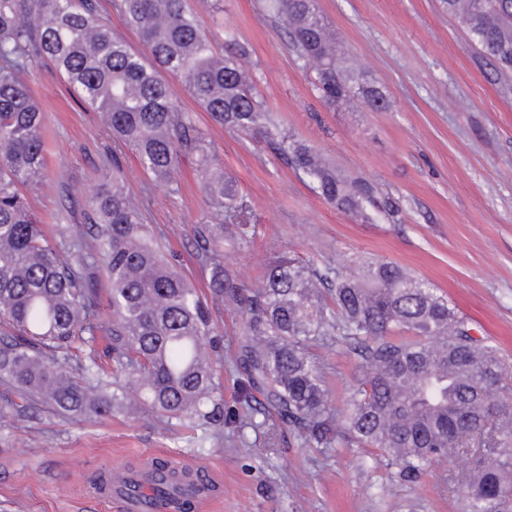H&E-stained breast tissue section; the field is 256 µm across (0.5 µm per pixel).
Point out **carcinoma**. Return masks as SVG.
Listing matches in <instances>:
<instances>
[{
	"label": "carcinoma",
	"instance_id": "1",
	"mask_svg": "<svg viewBox=\"0 0 512 512\" xmlns=\"http://www.w3.org/2000/svg\"><path fill=\"white\" fill-rule=\"evenodd\" d=\"M272 3L299 59L316 65L314 87L326 105L357 95L370 110L385 109L376 83L353 85L340 67L316 0ZM444 4L496 70L511 72L512 0ZM112 8L144 51L112 29L98 0H0V378L68 416L129 413L126 388L134 385L151 416L183 428L199 448L222 439L229 420L260 428L266 420L256 416L271 414L311 448L373 449L401 480L456 457L469 471L456 486L462 512H512V371L498 346L475 335L431 281L388 260L319 271L280 254L258 285L238 283L224 267V228L246 240L250 204L162 74L181 79L214 123L261 137L339 212L394 222L399 202L282 132L262 110L242 61L214 53L185 0H112ZM41 63L99 113L113 142L112 178L88 203L87 227L58 230L71 239L66 247L47 237L29 199L49 181L47 117L29 81ZM127 151L172 193L182 160L195 161L216 220L193 228L196 257L209 268L206 289L152 239L143 202L121 175ZM217 302L242 314L233 358L241 413L224 410L217 373L224 344L210 309ZM100 332L108 337L104 355L71 354L83 336ZM332 338L359 359L338 408L313 353ZM148 475L158 480L133 486L154 508L192 512L189 501L167 503L169 482L213 491L162 458Z\"/></svg>",
	"mask_w": 512,
	"mask_h": 512
}]
</instances>
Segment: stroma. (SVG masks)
I'll use <instances>...</instances> for the list:
<instances>
[{"instance_id": "1", "label": "stroma", "mask_w": 512, "mask_h": 512, "mask_svg": "<svg viewBox=\"0 0 512 512\" xmlns=\"http://www.w3.org/2000/svg\"><path fill=\"white\" fill-rule=\"evenodd\" d=\"M189 3L217 52L226 49L225 32L234 33L233 50L276 123L401 205L394 224L345 216L265 142L215 124L186 98L180 80L168 77L250 203L247 244L224 248L237 279L253 285L281 253L320 268L386 258L446 293L512 368V76H498L443 0H317L348 67L386 96L381 112L357 96L329 108L270 0ZM31 80L51 130L52 186L34 205L53 237L51 219L60 212L82 223L87 202L102 188L112 141L96 112L77 103L54 70L37 68ZM123 176L145 197L151 228L178 271L204 286L207 270L191 238L194 226L212 218L194 162L183 161L177 194L152 185L134 156H126ZM318 353L333 402L342 404L358 359L333 342ZM0 407L13 421L0 432V512H127L121 500L97 498L95 478L116 465L143 468L157 458L208 473L216 491L202 512H460L452 481L467 468L457 460H440L428 475L404 482L372 451L328 455L281 428L228 425L222 443L193 448L182 431L128 416L62 418L31 407L5 384ZM238 438L253 456L234 452Z\"/></svg>"}]
</instances>
